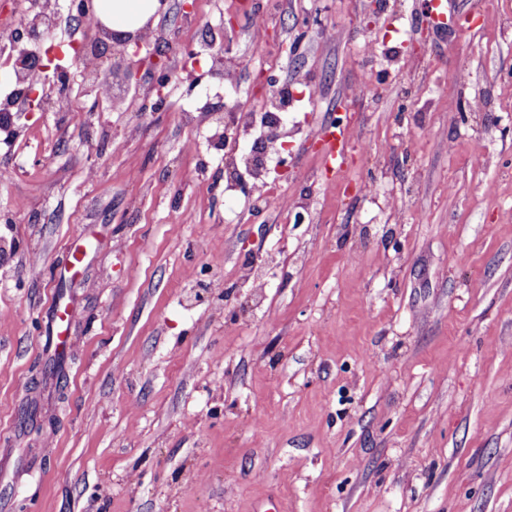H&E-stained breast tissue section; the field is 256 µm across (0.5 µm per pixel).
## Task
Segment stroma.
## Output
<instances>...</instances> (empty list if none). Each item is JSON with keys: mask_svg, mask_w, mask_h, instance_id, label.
<instances>
[{"mask_svg": "<svg viewBox=\"0 0 512 512\" xmlns=\"http://www.w3.org/2000/svg\"><path fill=\"white\" fill-rule=\"evenodd\" d=\"M457 2L440 38L421 0H169L164 109L107 46L71 72L82 120L0 131V512H512V0ZM224 54L252 112L308 79L269 175L294 207L224 192ZM322 133V164L336 173L341 172L346 166V146L347 138L340 127L332 124H324L321 128ZM53 325L52 336H42L43 337V348L48 346V350L50 351L53 348V356L56 358H61L63 355H67L70 349V344L68 340L65 339L64 329H63V315L65 312L69 311L68 305H65L61 302V299L55 297L53 300ZM55 333V335H54Z\"/></svg>", "mask_w": 512, "mask_h": 512, "instance_id": "obj_1", "label": "stroma"}]
</instances>
